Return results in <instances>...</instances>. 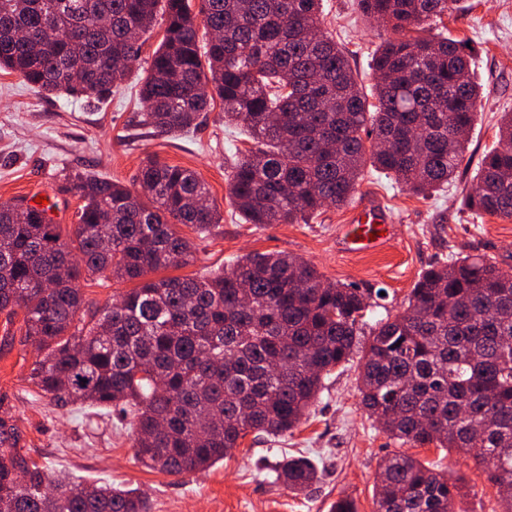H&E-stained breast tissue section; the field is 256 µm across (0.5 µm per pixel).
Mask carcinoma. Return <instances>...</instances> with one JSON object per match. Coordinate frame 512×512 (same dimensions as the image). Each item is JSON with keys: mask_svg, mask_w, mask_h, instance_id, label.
Instances as JSON below:
<instances>
[{"mask_svg": "<svg viewBox=\"0 0 512 512\" xmlns=\"http://www.w3.org/2000/svg\"><path fill=\"white\" fill-rule=\"evenodd\" d=\"M359 2L393 32L368 90L324 32L321 0H200L196 15L189 0H0V70L46 95L105 97L163 21L139 124L189 133L220 98L224 120L252 143L228 174L231 203L248 224H293L348 205L368 165L416 195L438 190L458 172L480 112L463 41L406 36L460 0ZM72 70L84 80L71 82ZM75 180L84 204L67 242L46 209L0 202V312L23 311L42 396L61 408L122 407L137 458L174 476L214 465L250 433L297 428L354 353L371 293L285 253L151 279L194 259L175 225L204 233L222 223L207 184L153 157L134 190L93 172ZM466 206L512 218V112ZM104 274L136 286L84 323L76 281ZM359 382L363 409L392 438L471 457L512 506V269L458 254L423 270L406 310L371 329ZM18 441L1 417L0 512H150L134 489L47 472ZM273 473L297 491L316 479L300 457ZM461 496L458 479L394 454L376 474L374 512H456Z\"/></svg>", "mask_w": 512, "mask_h": 512, "instance_id": "obj_1", "label": "carcinoma"}]
</instances>
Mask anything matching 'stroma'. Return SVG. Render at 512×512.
<instances>
[{"label":"stroma","instance_id":"35a3bbf8","mask_svg":"<svg viewBox=\"0 0 512 512\" xmlns=\"http://www.w3.org/2000/svg\"><path fill=\"white\" fill-rule=\"evenodd\" d=\"M324 29L349 53L364 85L373 82L375 52L387 33L359 9L357 0H323ZM469 46L474 78L483 88L481 113L465 160L444 191L417 197L384 173L368 167L359 195L375 197L390 212L391 237L373 253H344L337 237L347 208L328 207L294 224H247L233 208L227 175L235 153L249 143L225 124L215 102L187 135L158 136L140 126L137 77L127 78L103 103L39 93L15 73L0 71V202L45 196L49 215L69 237L82 204L74 177L94 172L135 187L142 160L196 171L224 215L218 230L200 234L179 226L194 246L193 261L178 273L201 277L233 265L249 253L282 252L313 263L325 279L372 291L368 323L395 316L419 274L464 252L512 267V219L476 216L464 207L479 163L496 141L497 120L512 111V0H463L453 15L433 23ZM37 353L21 315L0 312V417L11 418L21 446L39 465L88 483L136 488L151 512H330L339 496L373 512L374 477L400 442L388 437L360 407L361 360L352 357L326 382L318 402L292 434L247 435L230 457L209 469L173 476L143 467L135 457L134 429L119 411L89 424L95 410L77 403L51 406L30 379ZM303 454L321 466L319 481L303 492L273 481L269 464ZM415 456L462 479V512H502L496 488L473 461L453 451L418 448Z\"/></svg>","mask_w":512,"mask_h":512}]
</instances>
